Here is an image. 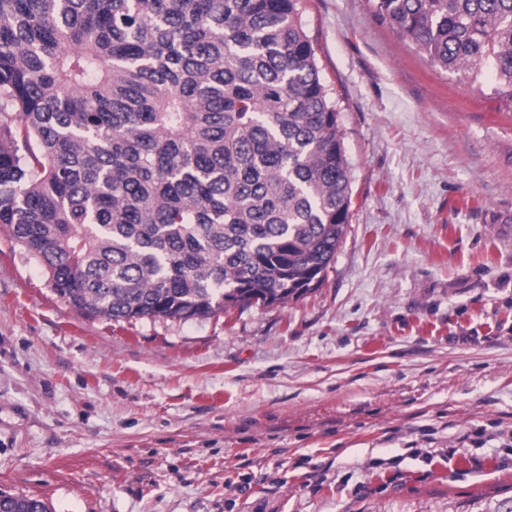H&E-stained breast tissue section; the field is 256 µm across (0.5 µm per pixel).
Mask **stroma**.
<instances>
[{
    "label": "stroma",
    "instance_id": "stroma-1",
    "mask_svg": "<svg viewBox=\"0 0 512 512\" xmlns=\"http://www.w3.org/2000/svg\"><path fill=\"white\" fill-rule=\"evenodd\" d=\"M350 223L317 291L206 320L60 299L0 229V492L51 512H490L512 499V106L367 0H303Z\"/></svg>",
    "mask_w": 512,
    "mask_h": 512
}]
</instances>
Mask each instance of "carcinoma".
Returning <instances> with one entry per match:
<instances>
[{
    "mask_svg": "<svg viewBox=\"0 0 512 512\" xmlns=\"http://www.w3.org/2000/svg\"><path fill=\"white\" fill-rule=\"evenodd\" d=\"M512 103V0H368ZM301 0H0V227L73 307L207 319L321 287L351 165ZM0 512H49L26 495Z\"/></svg>",
    "mask_w": 512,
    "mask_h": 512,
    "instance_id": "obj_1",
    "label": "carcinoma"
}]
</instances>
